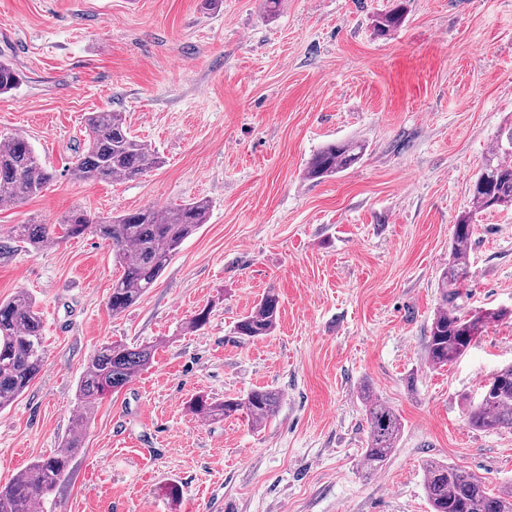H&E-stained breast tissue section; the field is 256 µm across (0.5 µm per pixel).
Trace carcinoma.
Returning a JSON list of instances; mask_svg holds the SVG:
<instances>
[{
  "instance_id": "obj_1",
  "label": "carcinoma",
  "mask_w": 512,
  "mask_h": 512,
  "mask_svg": "<svg viewBox=\"0 0 512 512\" xmlns=\"http://www.w3.org/2000/svg\"><path fill=\"white\" fill-rule=\"evenodd\" d=\"M405 20L402 3L373 20L376 35L386 37ZM21 75L9 62L0 61V94L14 90ZM87 142L71 162L70 174L81 181H133L162 164L150 146L134 136L120 112H94L87 118ZM364 145L353 141L330 143L307 164L310 180L330 177L349 168L362 156ZM53 173L42 163L26 138L0 140V206H17L42 193ZM512 208V127L499 137L484 157L471 186L468 210L454 224L448 263L441 270L442 304L434 313L424 358L436 368L457 362L487 326L512 316L508 309L462 311L459 287L469 277V256L474 224L480 213ZM210 201L159 209L154 206L108 218H96L76 208L63 219L64 234L80 238L88 233L110 242L121 274L112 281L109 309L119 314L138 303L161 276L182 243L207 222ZM11 240L38 251L55 240L49 224H16ZM280 315L278 295L270 290L236 324L237 334L248 339L271 335ZM151 346L104 344L89 358L78 382L74 407L75 428L52 455L30 464L6 484H0V512H31L65 477L73 455L82 447L84 431L97 401L120 391L148 367ZM46 363L43 322L35 301L21 289L0 300V410L9 407L42 372ZM368 424L363 468L381 470L397 448L403 425L400 414L365 388L361 395ZM281 402L278 392L256 389L243 398L211 401L202 396L191 403L204 417L242 413L261 427ZM466 424L476 430L512 428V364L497 369L483 387L478 404L467 413ZM424 491L432 512H512V488L496 494L486 491L482 479L438 461L424 465Z\"/></svg>"
}]
</instances>
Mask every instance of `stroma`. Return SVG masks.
<instances>
[{
	"label": "stroma",
	"instance_id": "35a3bbf8",
	"mask_svg": "<svg viewBox=\"0 0 512 512\" xmlns=\"http://www.w3.org/2000/svg\"><path fill=\"white\" fill-rule=\"evenodd\" d=\"M0 0V60L21 73L0 96V138L28 139L54 174L0 207L13 225L59 224L207 198L206 224L153 288L119 314L111 243L88 234L0 258V300L28 291L47 363L0 411V482L70 436L76 385L112 342L156 345L152 364L99 401L45 512H430L423 465L451 463L490 492L512 486V429L464 418L512 364V319L456 363L427 367L441 269L486 152L512 126V0ZM122 113L162 158L133 181L74 179L89 113ZM365 144L359 163L306 179L321 147ZM276 330L234 326L267 291ZM468 309H512V209L474 227ZM211 306L207 325L189 318ZM370 386L401 416L386 466L366 472ZM279 391L266 425L206 419L204 395ZM177 484L179 499L168 496ZM392 3L391 8L384 13L379 14L373 20V29L377 36H390L392 32L401 27L405 20V11L401 1Z\"/></svg>",
	"mask_w": 512,
	"mask_h": 512
}]
</instances>
